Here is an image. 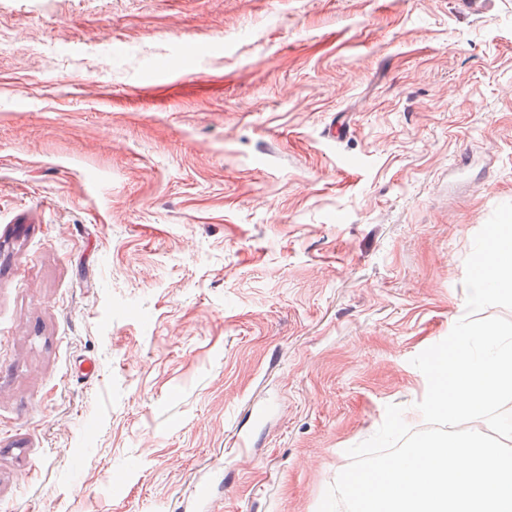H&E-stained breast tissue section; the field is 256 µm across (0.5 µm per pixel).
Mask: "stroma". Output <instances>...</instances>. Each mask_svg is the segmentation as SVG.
I'll use <instances>...</instances> for the list:
<instances>
[{
    "instance_id": "1",
    "label": "stroma",
    "mask_w": 512,
    "mask_h": 512,
    "mask_svg": "<svg viewBox=\"0 0 512 512\" xmlns=\"http://www.w3.org/2000/svg\"><path fill=\"white\" fill-rule=\"evenodd\" d=\"M512 202V0H0V512H317Z\"/></svg>"
}]
</instances>
